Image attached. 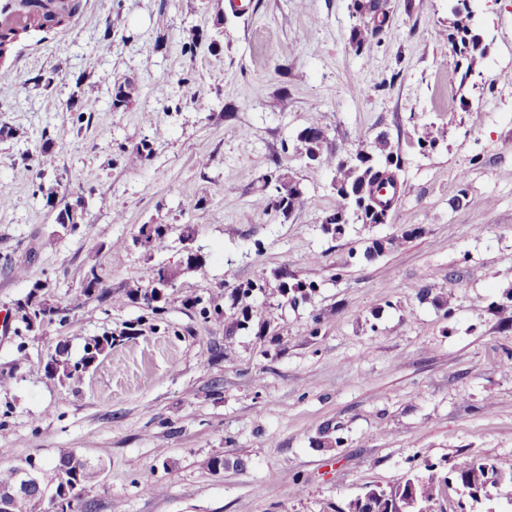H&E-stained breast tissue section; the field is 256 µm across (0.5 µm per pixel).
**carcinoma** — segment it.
<instances>
[{
  "mask_svg": "<svg viewBox=\"0 0 512 512\" xmlns=\"http://www.w3.org/2000/svg\"><path fill=\"white\" fill-rule=\"evenodd\" d=\"M53 0H28L26 11L42 23H52L56 26L65 25L69 18L81 8V0H69L64 12L58 13L52 9ZM454 20L452 32L448 41L453 51L460 56L457 69L460 70V81H465L473 72L475 62L484 56L486 46L479 33L471 24V12L466 0H457L453 7ZM28 34L26 30L5 28L0 31V60L7 59L14 44ZM323 132L314 126L306 129L300 136V142L307 157L321 155ZM399 169V159L395 157L392 147L385 139L376 141L369 149L359 151L355 156L340 160L336 163L335 190L336 209L329 214V224L333 225L334 234L343 235L346 226L355 222L362 224H382L386 221L395 201L384 202L378 189L396 181V170ZM301 202L295 197V189L284 187L283 197L275 200L270 196L261 195L255 204L265 210L286 211L291 204ZM44 288L39 282L34 283L25 304L17 306L16 312L20 321L30 329L33 324H41L51 313L46 299L38 292ZM112 348V337L105 336L93 340L86 346L83 359L71 361L66 347L58 346L50 355L48 369L52 376L66 380H79L83 372ZM58 485H77L74 492L62 507L61 512H77L82 502L87 485L94 478V473L88 468L86 461L73 449H63L59 452L53 466ZM17 467L0 470V503H14L12 512H37L41 505L44 492L37 485L30 486L24 494L13 500L18 484ZM500 471L496 464L488 458L477 459L463 455L446 471L441 466L429 461L423 462V473L406 478L397 486L386 490L380 487L367 490L363 497L352 499L345 505H333L331 512H422L439 501L444 487L454 481L464 490L483 487L493 483Z\"/></svg>",
  "mask_w": 512,
  "mask_h": 512,
  "instance_id": "carcinoma-1",
  "label": "carcinoma"
}]
</instances>
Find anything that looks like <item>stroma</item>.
<instances>
[{
  "instance_id": "stroma-1",
  "label": "stroma",
  "mask_w": 512,
  "mask_h": 512,
  "mask_svg": "<svg viewBox=\"0 0 512 512\" xmlns=\"http://www.w3.org/2000/svg\"><path fill=\"white\" fill-rule=\"evenodd\" d=\"M83 2L0 62V468L50 487L76 449L86 512H324L468 453L504 477L473 512H512V0H468L486 52L464 83L456 0H384L368 53L353 0ZM382 138L397 206L327 234L337 161ZM280 173L303 193L285 215L254 203ZM37 281L59 313L29 331ZM102 336L82 380L49 374Z\"/></svg>"
}]
</instances>
